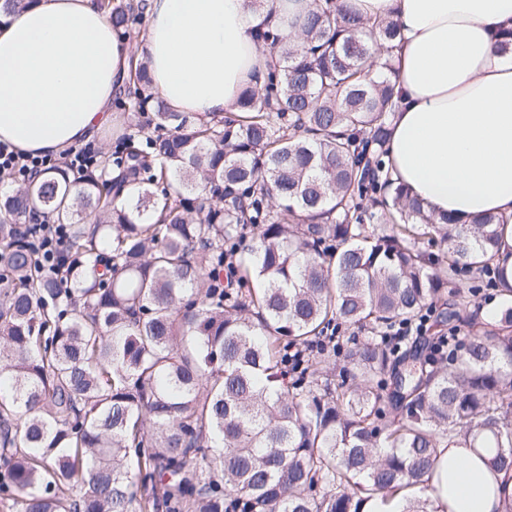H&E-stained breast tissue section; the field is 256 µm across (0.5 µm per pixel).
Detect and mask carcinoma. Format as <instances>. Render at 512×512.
I'll return each mask as SVG.
<instances>
[{
  "label": "carcinoma",
  "mask_w": 512,
  "mask_h": 512,
  "mask_svg": "<svg viewBox=\"0 0 512 512\" xmlns=\"http://www.w3.org/2000/svg\"><path fill=\"white\" fill-rule=\"evenodd\" d=\"M97 2L123 38L144 14ZM396 29L313 0L294 35L256 33L265 72L206 122L140 62L112 101L140 133L0 196L3 507L359 512L428 489L443 447L512 469L504 220L437 219L391 177L399 92L374 50ZM33 214L66 226L63 279L16 231ZM465 275L502 306L460 344ZM439 303L448 335L399 352L389 332Z\"/></svg>",
  "instance_id": "carcinoma-1"
}]
</instances>
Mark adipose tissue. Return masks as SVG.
I'll return each instance as SVG.
<instances>
[{
  "label": "adipose tissue",
  "mask_w": 512,
  "mask_h": 512,
  "mask_svg": "<svg viewBox=\"0 0 512 512\" xmlns=\"http://www.w3.org/2000/svg\"><path fill=\"white\" fill-rule=\"evenodd\" d=\"M370 22L391 19L401 91L389 168L426 210L503 218L512 246V0H350ZM310 0H147L142 50L94 0H30L0 24V142L55 156L90 141L136 59L169 107L201 119L232 111L269 61L255 34L291 32ZM431 512H499L512 472L469 448H442Z\"/></svg>",
  "instance_id": "1"
}]
</instances>
